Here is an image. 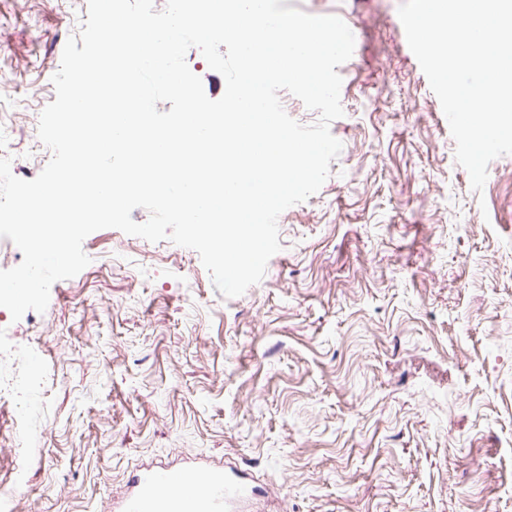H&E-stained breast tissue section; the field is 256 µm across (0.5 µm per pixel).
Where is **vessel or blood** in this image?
I'll return each mask as SVG.
<instances>
[{"instance_id":"1","label":"vessel or blood","mask_w":512,"mask_h":512,"mask_svg":"<svg viewBox=\"0 0 512 512\" xmlns=\"http://www.w3.org/2000/svg\"><path fill=\"white\" fill-rule=\"evenodd\" d=\"M253 493L235 472L149 468L133 479L122 512H242Z\"/></svg>"}]
</instances>
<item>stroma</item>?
<instances>
[{"label":"stroma","instance_id":"obj_1","mask_svg":"<svg viewBox=\"0 0 512 512\" xmlns=\"http://www.w3.org/2000/svg\"><path fill=\"white\" fill-rule=\"evenodd\" d=\"M356 33L342 144L321 189L278 218L281 249L237 297L199 254L114 228L44 313L32 413L0 403L16 512H115L147 465L227 462L257 512H512V155L482 192L455 160L400 0H283ZM87 0H0V157L36 178L51 78ZM37 420L34 447L17 436Z\"/></svg>","mask_w":512,"mask_h":512}]
</instances>
